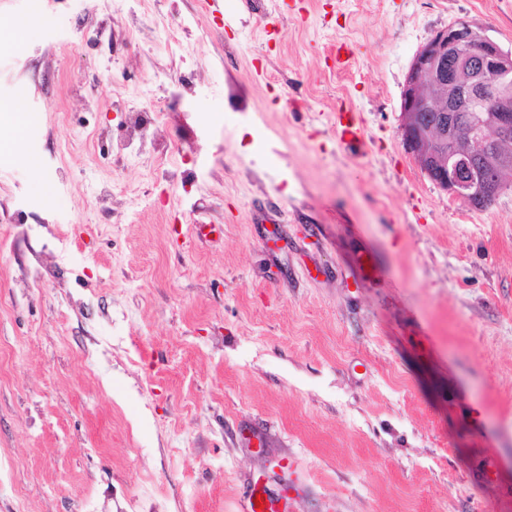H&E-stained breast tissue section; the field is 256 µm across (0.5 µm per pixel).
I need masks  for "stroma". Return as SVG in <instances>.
<instances>
[{
  "mask_svg": "<svg viewBox=\"0 0 512 512\" xmlns=\"http://www.w3.org/2000/svg\"><path fill=\"white\" fill-rule=\"evenodd\" d=\"M460 17L512 49V0H41L0 49L40 117L0 162V512H512V177L450 201L398 131ZM177 80V84L182 86L181 93H176L164 99L162 103H157L155 108L151 111L142 109L128 112L124 133L120 140L116 142L117 150H129L137 142L144 141L147 138H154L155 130L166 112H177L188 104V92L190 88L187 86L183 77ZM334 128L339 140L353 149H360L366 141V132L357 112L340 111L334 114Z\"/></svg>",
  "mask_w": 512,
  "mask_h": 512,
  "instance_id": "stroma-1",
  "label": "stroma"
}]
</instances>
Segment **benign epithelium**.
Masks as SVG:
<instances>
[{
    "label": "benign epithelium",
    "instance_id": "1",
    "mask_svg": "<svg viewBox=\"0 0 512 512\" xmlns=\"http://www.w3.org/2000/svg\"><path fill=\"white\" fill-rule=\"evenodd\" d=\"M399 129L423 173L449 199L488 205L512 167V50L458 18L414 56Z\"/></svg>",
    "mask_w": 512,
    "mask_h": 512
}]
</instances>
